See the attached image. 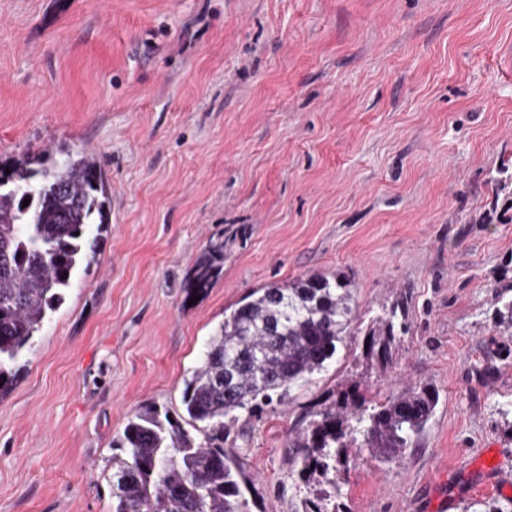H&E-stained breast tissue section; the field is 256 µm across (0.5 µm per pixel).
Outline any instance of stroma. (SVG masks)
Wrapping results in <instances>:
<instances>
[{
  "mask_svg": "<svg viewBox=\"0 0 512 512\" xmlns=\"http://www.w3.org/2000/svg\"><path fill=\"white\" fill-rule=\"evenodd\" d=\"M45 148L97 160L111 224L0 398V512H112L128 416H181L225 310L310 272L349 280L359 334L225 430L250 512H512V0H0V163ZM401 300L383 363L363 334ZM415 384L439 403L399 460L353 441L289 479L313 412ZM223 267L224 241L210 242L197 261L192 288L200 292L209 288L212 280L221 272Z\"/></svg>",
  "mask_w": 512,
  "mask_h": 512,
  "instance_id": "obj_1",
  "label": "stroma"
}]
</instances>
